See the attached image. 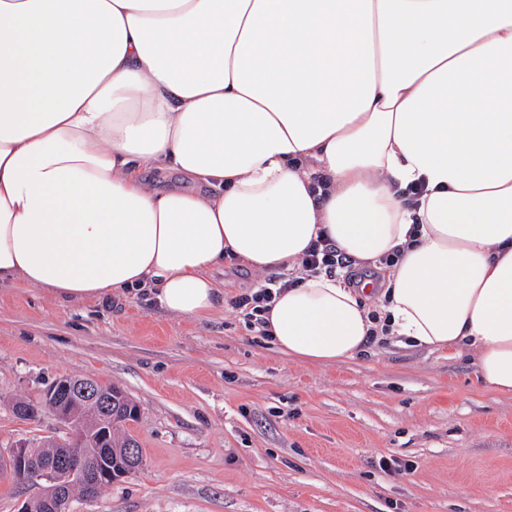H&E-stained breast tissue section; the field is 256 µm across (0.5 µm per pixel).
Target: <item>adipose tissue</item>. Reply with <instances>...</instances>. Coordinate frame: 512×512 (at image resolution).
Segmentation results:
<instances>
[{
  "label": "adipose tissue",
  "instance_id": "adipose-tissue-1",
  "mask_svg": "<svg viewBox=\"0 0 512 512\" xmlns=\"http://www.w3.org/2000/svg\"><path fill=\"white\" fill-rule=\"evenodd\" d=\"M321 235L398 263L280 293L281 353L359 355L374 298L512 395V0H0V285L200 319Z\"/></svg>",
  "mask_w": 512,
  "mask_h": 512
}]
</instances>
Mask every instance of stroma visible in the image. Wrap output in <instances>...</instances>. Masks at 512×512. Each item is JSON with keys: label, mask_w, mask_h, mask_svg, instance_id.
<instances>
[{"label": "stroma", "mask_w": 512, "mask_h": 512, "mask_svg": "<svg viewBox=\"0 0 512 512\" xmlns=\"http://www.w3.org/2000/svg\"><path fill=\"white\" fill-rule=\"evenodd\" d=\"M213 276L224 298L200 320L148 295L1 286L0 453L64 434L15 401L89 376L138 405L143 465L73 512H512V396L482 386L472 355L390 337L340 364L295 361L229 305L259 272Z\"/></svg>", "instance_id": "stroma-1"}]
</instances>
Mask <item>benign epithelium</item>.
<instances>
[{"label":"benign epithelium","instance_id":"benign-epithelium-1","mask_svg":"<svg viewBox=\"0 0 512 512\" xmlns=\"http://www.w3.org/2000/svg\"><path fill=\"white\" fill-rule=\"evenodd\" d=\"M42 401L53 405L54 416L67 427L70 438L94 433L100 438L109 435L106 424L112 416V392L97 384L62 376L44 390ZM0 457L7 466L20 469L29 458V446L20 443ZM49 470L56 476L57 491L82 484L86 494H94L96 482L86 477L83 459L76 456L53 459Z\"/></svg>","mask_w":512,"mask_h":512}]
</instances>
